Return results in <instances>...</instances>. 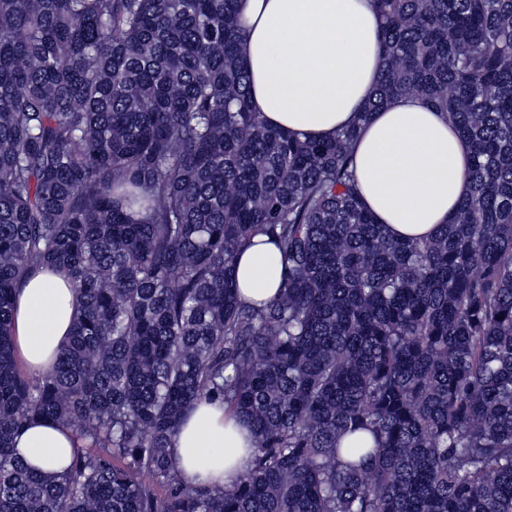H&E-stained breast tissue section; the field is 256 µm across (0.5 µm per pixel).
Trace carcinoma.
Listing matches in <instances>:
<instances>
[{"instance_id": "1", "label": "carcinoma", "mask_w": 512, "mask_h": 512, "mask_svg": "<svg viewBox=\"0 0 512 512\" xmlns=\"http://www.w3.org/2000/svg\"><path fill=\"white\" fill-rule=\"evenodd\" d=\"M385 68L361 118L422 98L470 144V194L427 239L361 202L352 147L265 125L238 0H0V512H512V0H374ZM264 235L277 296L241 300ZM65 269L72 336L30 376L23 279ZM205 399L250 468L190 486L171 453ZM63 425L71 466L13 452ZM238 256L234 275L240 295L260 304L272 299L282 283L284 265L279 250L265 236H257ZM76 440L65 427L42 419L31 421L15 438L19 456L32 466L51 473H62L70 464Z\"/></svg>"}]
</instances>
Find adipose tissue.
<instances>
[{"mask_svg": "<svg viewBox=\"0 0 512 512\" xmlns=\"http://www.w3.org/2000/svg\"><path fill=\"white\" fill-rule=\"evenodd\" d=\"M239 17L251 98L265 124L321 140L360 121L385 65L372 0H240ZM362 123L353 165L364 204L393 236L435 235L470 191L468 142L415 96L391 99ZM283 271L275 244L258 236L234 275L242 298L260 304L276 295ZM74 296L61 268L32 274L17 292L14 344L26 371H45L69 340ZM249 433L206 401L184 419L171 451L189 484L229 486L250 466ZM75 446L67 428L41 419L15 439L19 456L55 474L69 466Z\"/></svg>", "mask_w": 512, "mask_h": 512, "instance_id": "1", "label": "adipose tissue"}]
</instances>
